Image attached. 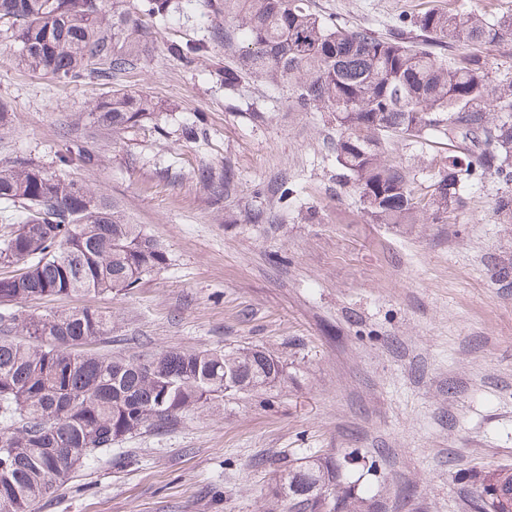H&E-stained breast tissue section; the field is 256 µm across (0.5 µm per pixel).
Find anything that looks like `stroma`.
<instances>
[{
	"label": "stroma",
	"instance_id": "obj_1",
	"mask_svg": "<svg viewBox=\"0 0 512 512\" xmlns=\"http://www.w3.org/2000/svg\"><path fill=\"white\" fill-rule=\"evenodd\" d=\"M210 0L158 24L136 69L63 86L26 70L0 31V102L12 125L0 165L24 153L52 166L75 118L112 88L161 108L158 126L88 142L103 158L69 175L106 194L169 261L137 288L31 301L27 310L111 313L113 354L146 359L178 349L262 346L286 362V383L199 409L175 429L114 444L34 512H270L288 460L347 456L345 482L378 512H473L471 477L512 468V224L500 223V184L471 182L453 224H372L343 187L328 115L297 111L288 89L244 80L220 88L215 70L243 49L211 44L188 64L172 41L224 23ZM421 0H314L340 22L378 28ZM196 125V140L176 131ZM442 145L393 142L390 157L431 190ZM236 177L212 205L199 165ZM290 193L280 196L279 186ZM268 220L251 223L253 212Z\"/></svg>",
	"mask_w": 512,
	"mask_h": 512
}]
</instances>
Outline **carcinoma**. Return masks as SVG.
Wrapping results in <instances>:
<instances>
[{"label":"carcinoma","instance_id":"carcinoma-1","mask_svg":"<svg viewBox=\"0 0 512 512\" xmlns=\"http://www.w3.org/2000/svg\"><path fill=\"white\" fill-rule=\"evenodd\" d=\"M190 0H137L112 15L101 0H0V19L21 44V63L64 85L105 80L138 65L154 25ZM224 26L211 39L246 49L216 73L226 90L241 80L292 86L300 112H327L331 143L346 185L373 224H451L468 204L467 182L503 186L495 210L512 223V76L491 56H512V12L496 16L465 8L426 6L384 30L341 25L312 9L311 0H220ZM205 45L172 41L169 54L196 61ZM142 92L114 89L79 115L49 171L28 156L0 166V512H32L96 454L146 431L175 428L190 412L216 411L224 376L245 395L287 379L281 357L264 347L165 351L148 360L88 349L110 343L112 315L87 307L29 312L31 299L112 294L138 286L168 256L140 225L129 223L104 193L70 178L100 155L82 132L121 135L159 120ZM393 141L437 144L433 190L389 158ZM197 183L216 203L231 193L229 164L202 165ZM346 458L288 461L276 485H288V512H362L355 487L344 485ZM478 512H512L506 468L475 478ZM326 494L308 493L312 485Z\"/></svg>","mask_w":512,"mask_h":512}]
</instances>
